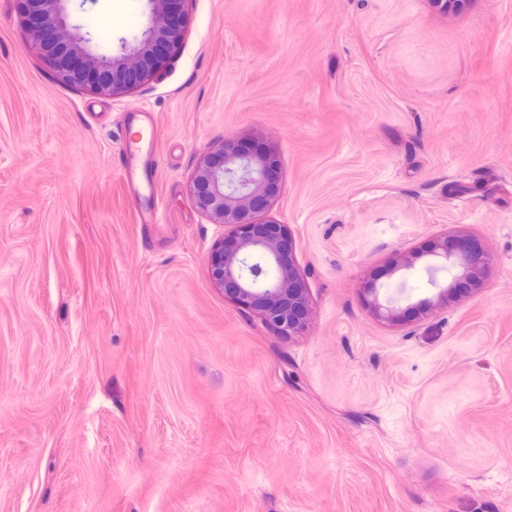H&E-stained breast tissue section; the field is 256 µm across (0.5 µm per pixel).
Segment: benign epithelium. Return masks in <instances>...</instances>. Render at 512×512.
Wrapping results in <instances>:
<instances>
[{
	"mask_svg": "<svg viewBox=\"0 0 512 512\" xmlns=\"http://www.w3.org/2000/svg\"><path fill=\"white\" fill-rule=\"evenodd\" d=\"M23 21L36 49L64 81L102 94L125 93L148 84L176 54L184 33L186 0H149L150 26L141 36L121 41L115 54L95 51L90 34L76 35L70 28L71 0H21ZM472 0H431L438 11L453 15ZM278 163L265 151L245 152L226 142L203 156L192 180L197 207L229 227L208 257L212 283L243 309L260 315L280 333L291 335L305 327L311 304L304 280L293 261L296 243L288 225L259 222L257 217L273 203L278 189ZM428 258L427 268L453 271L451 280L433 298L411 305L418 314L448 303L459 292L478 285L488 255L465 235L431 239L421 250L393 259L387 275L415 268ZM380 285L367 282L363 291L374 314L389 322L403 316L379 301Z\"/></svg>",
	"mask_w": 512,
	"mask_h": 512,
	"instance_id": "7a95c632",
	"label": "benign epithelium"
}]
</instances>
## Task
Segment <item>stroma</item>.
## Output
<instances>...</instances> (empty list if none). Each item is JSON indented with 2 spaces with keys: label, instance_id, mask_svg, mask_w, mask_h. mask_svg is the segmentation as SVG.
Listing matches in <instances>:
<instances>
[{
  "label": "stroma",
  "instance_id": "1",
  "mask_svg": "<svg viewBox=\"0 0 512 512\" xmlns=\"http://www.w3.org/2000/svg\"><path fill=\"white\" fill-rule=\"evenodd\" d=\"M0 0V512H512V0H187L173 60L101 95L60 82ZM99 51L148 0H71ZM151 112L155 194L113 158ZM281 169L311 315L284 336L211 281L225 227L203 154ZM160 198L162 224L135 211ZM490 255L479 286L404 308L445 269L385 277L431 238ZM381 285H378L377 280H371L367 282L366 287L363 288V291L366 296V300L374 312V314L386 321L389 322H399L404 319L403 316L397 311L394 306L383 305L379 301V290Z\"/></svg>",
  "mask_w": 512,
  "mask_h": 512
}]
</instances>
